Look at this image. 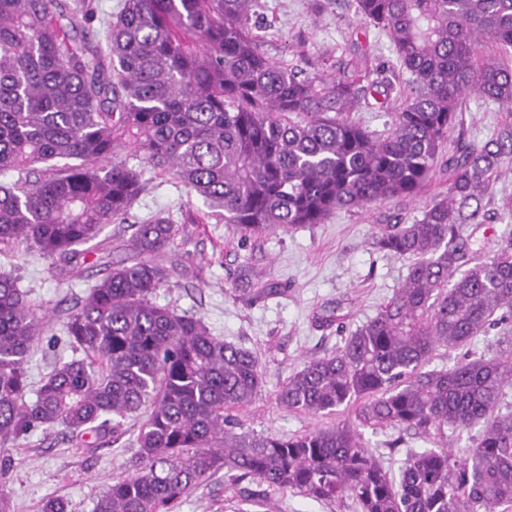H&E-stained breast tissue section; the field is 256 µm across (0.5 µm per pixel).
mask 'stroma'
I'll use <instances>...</instances> for the list:
<instances>
[{
  "label": "stroma",
  "mask_w": 512,
  "mask_h": 512,
  "mask_svg": "<svg viewBox=\"0 0 512 512\" xmlns=\"http://www.w3.org/2000/svg\"><path fill=\"white\" fill-rule=\"evenodd\" d=\"M250 34L260 53L280 66L315 77L347 75L362 83L380 82L382 102L361 104L349 120L381 134L404 102L408 76L402 71L387 34L365 21L355 0H256ZM498 104L466 96L458 114L466 141L480 144L500 126ZM119 156L142 173L145 191L132 203L128 221L107 225L91 242L87 275L65 276L60 265L38 253L18 252L13 262L0 257V269L12 271L32 308L48 315L42 335L31 347L26 369L39 384L54 360L71 355L64 327L70 310L84 298L106 263L132 260L133 224L154 215L168 217L175 244L163 258L167 278L157 288L156 304L201 317L213 336L251 349L264 374L262 392L233 410L238 431L300 435L333 424L281 407L276 394L288 377L312 358L336 351L358 325L374 317L401 285L410 264L375 248L378 225L412 223L424 206L448 190V173L437 165L433 179L416 201L389 200L335 211L324 223L278 231L259 241H241L234 225L216 222L202 199L189 197L169 175L157 173L131 150ZM512 201V155L486 199L487 224H471L464 233L484 252H493L512 231L503 211ZM285 285L284 293L265 299L240 294L243 273ZM142 419L127 418L108 445L85 448L60 425L37 432L19 446L0 447V487L10 495L13 512H42L51 499L68 512H93L112 480L134 471L135 439ZM363 439L398 473L409 450L433 447V439L400 435L392 428H366ZM181 512H355L351 501L324 503L302 494L224 474L194 491Z\"/></svg>",
  "instance_id": "obj_1"
}]
</instances>
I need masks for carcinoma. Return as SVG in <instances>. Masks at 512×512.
I'll return each mask as SVG.
<instances>
[{"label": "carcinoma", "instance_id": "1", "mask_svg": "<svg viewBox=\"0 0 512 512\" xmlns=\"http://www.w3.org/2000/svg\"><path fill=\"white\" fill-rule=\"evenodd\" d=\"M255 0H0V255L20 246L83 277L84 245L124 220L144 191L117 159L130 147L203 199L243 240L321 224L338 209L420 196L468 93L499 104L492 138H458L448 195L411 224H386L374 246L410 260L377 314L338 350L306 361L278 403L310 415L350 408L300 436L236 432L228 412L264 387L256 354L204 321L152 301L174 225H132L131 263L91 286L65 324L73 351L31 389L25 360L47 315L0 273V447L65 426L98 448L141 410L136 472L94 512H181L222 471L359 512H512V351L472 357L491 327L512 331V233L488 256L463 236L486 223L483 201L512 154V0H356L409 74L386 134L346 118L379 93L349 78L303 77L259 53ZM304 116L300 122L289 115ZM440 346L462 349L449 370H423ZM34 398L26 399L28 392ZM479 427L460 458L441 430ZM361 427L430 436L394 476Z\"/></svg>", "mask_w": 512, "mask_h": 512}]
</instances>
